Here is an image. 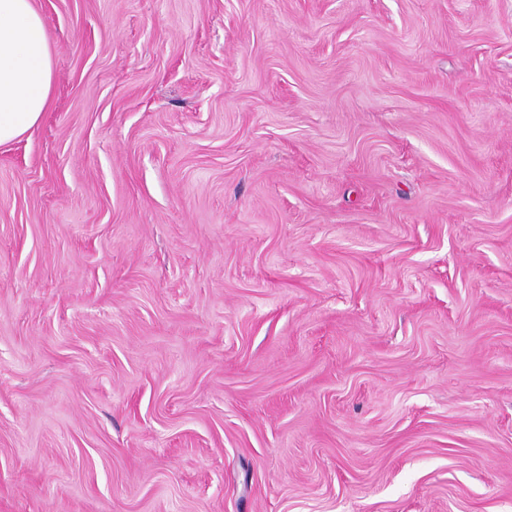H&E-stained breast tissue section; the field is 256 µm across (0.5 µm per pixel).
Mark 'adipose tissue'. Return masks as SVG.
<instances>
[{
    "instance_id": "adipose-tissue-1",
    "label": "adipose tissue",
    "mask_w": 512,
    "mask_h": 512,
    "mask_svg": "<svg viewBox=\"0 0 512 512\" xmlns=\"http://www.w3.org/2000/svg\"><path fill=\"white\" fill-rule=\"evenodd\" d=\"M55 69L33 0H0V145L40 122L51 104Z\"/></svg>"
}]
</instances>
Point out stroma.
<instances>
[{"label":"stroma","mask_w":512,"mask_h":512,"mask_svg":"<svg viewBox=\"0 0 512 512\" xmlns=\"http://www.w3.org/2000/svg\"><path fill=\"white\" fill-rule=\"evenodd\" d=\"M34 5L0 512H512V0Z\"/></svg>","instance_id":"35a3bbf8"}]
</instances>
